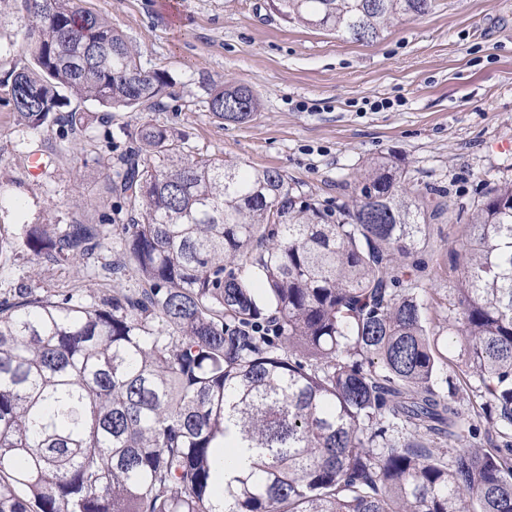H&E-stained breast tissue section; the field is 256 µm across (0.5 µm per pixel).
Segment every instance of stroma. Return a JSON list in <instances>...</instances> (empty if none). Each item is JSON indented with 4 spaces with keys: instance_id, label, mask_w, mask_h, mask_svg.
<instances>
[{
    "instance_id": "35a3bbf8",
    "label": "stroma",
    "mask_w": 512,
    "mask_h": 512,
    "mask_svg": "<svg viewBox=\"0 0 512 512\" xmlns=\"http://www.w3.org/2000/svg\"><path fill=\"white\" fill-rule=\"evenodd\" d=\"M81 0L131 41L147 71L173 87L139 112H104L70 99L85 129L60 121L32 129L0 88V299L15 289L78 288L87 303L137 287L104 271V242L90 262L36 263L22 239L33 224H103L124 209L107 184L110 165L133 148L129 133L164 125L195 151L275 169L297 191L335 209L350 203L365 162L394 157L410 188L445 195L458 220L427 225L407 278H421L431 330L447 338L459 309L452 250L468 231L466 212L500 181L512 180V0H434L427 14L357 42L285 22L269 0ZM0 76L26 58L12 0H0ZM244 85L258 97L244 123L208 110V87ZM50 162L36 177L31 154Z\"/></svg>"
}]
</instances>
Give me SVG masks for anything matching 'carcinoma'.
I'll list each match as a JSON object with an SVG mask.
<instances>
[{"mask_svg": "<svg viewBox=\"0 0 512 512\" xmlns=\"http://www.w3.org/2000/svg\"><path fill=\"white\" fill-rule=\"evenodd\" d=\"M29 59L6 82L39 129L72 95L106 112L171 87L76 0H13ZM432 0H270L287 22L368 42ZM209 111L241 123L246 86ZM110 182L130 209L112 231L139 288L86 305L74 291L0 299V512H512V441L471 442L443 364L476 377L512 430V181L488 189L456 243L457 356L428 327L403 261L449 205L411 191L386 157L340 218L278 170L193 150L165 126ZM101 224L26 229L40 262L92 255ZM448 439L451 459L388 429ZM250 454L227 478L228 458Z\"/></svg>", "mask_w": 512, "mask_h": 512, "instance_id": "carcinoma-1", "label": "carcinoma"}]
</instances>
